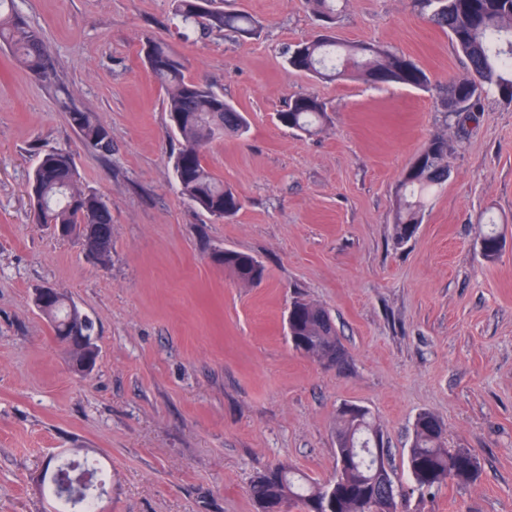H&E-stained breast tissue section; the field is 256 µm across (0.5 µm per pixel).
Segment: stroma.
<instances>
[{"mask_svg": "<svg viewBox=\"0 0 512 512\" xmlns=\"http://www.w3.org/2000/svg\"><path fill=\"white\" fill-rule=\"evenodd\" d=\"M15 4L42 32L55 79L0 49V512H48L42 465L75 448L110 475L104 512H254L257 471L284 462L333 476L345 402L375 414L400 512H512V103L488 92L481 112L447 127L436 89L468 73L448 34L413 0H345L339 37L411 56L433 83L419 90L286 69V47L319 28L304 0H224L261 20L248 39L182 32L170 0ZM149 38L248 119L204 157L243 198L231 219L179 192L166 94L141 54ZM301 92L326 105L317 135L275 120ZM70 106L110 129L111 154L81 142ZM441 131L448 180L416 236L396 244L402 173ZM54 147L112 207L108 264L34 221L29 180ZM488 218L504 244L494 262L480 248ZM218 249L253 255L262 282H238L213 261ZM43 286L92 319L89 376L34 306ZM296 299L330 312L342 367L292 348ZM422 411L445 421L449 446L477 455L474 484L417 490L405 461Z\"/></svg>", "mask_w": 512, "mask_h": 512, "instance_id": "stroma-1", "label": "stroma"}]
</instances>
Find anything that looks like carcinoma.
Instances as JSON below:
<instances>
[{"instance_id":"1","label":"carcinoma","mask_w":512,"mask_h":512,"mask_svg":"<svg viewBox=\"0 0 512 512\" xmlns=\"http://www.w3.org/2000/svg\"><path fill=\"white\" fill-rule=\"evenodd\" d=\"M175 16L189 30L228 32L250 38L261 21L243 11H226L217 0H172ZM425 20L445 31L469 63L468 76L448 81L442 106L446 124L457 123L462 114L478 111L481 97L493 90L512 103V0H416ZM14 0H0V44L31 74L50 80L54 74L48 62L43 34L13 6ZM305 7L321 21V30L286 51L288 69L315 78L336 80L352 75L373 85H400L423 89L429 86L426 72L405 55L380 45L348 43L335 30L336 0H304ZM141 53L152 76L164 89L172 128L181 139L173 157L174 177L181 194L191 204L217 220L234 217L242 208V198L224 186L206 166L209 146L226 134L241 136L248 124L245 116L224 100L206 80L187 75L186 58L176 49L151 39ZM69 121L83 141L97 152L112 153L109 129L78 108L68 110ZM281 126L295 132L313 134L327 123L322 101L310 93L294 95L277 113ZM448 136L432 135L404 170L401 193L396 202L394 234L398 243L412 239L420 216L436 188L448 179ZM31 197L38 224L50 225L62 239L76 237L86 253L100 264L112 255V208L94 193L86 191L71 152L53 148L43 153L32 177ZM482 256L495 260L501 252L500 237L489 233L482 238ZM216 263L237 280L255 284L264 277V268L252 255L233 250H217ZM49 319L54 335L68 336L80 324L93 337V324L66 293L52 287L44 302H35ZM288 336L307 343L293 348L320 361L336 360L343 365L345 351L329 312L312 302L296 299L288 309ZM98 346L75 344L68 351L70 361L79 366L86 359L97 360ZM354 417L344 407L336 413V472L323 483L298 474L285 464H275L258 472L249 487L256 512H276L278 506L298 512H326L323 502L332 491L333 512H398L391 474L384 460V446L374 456L375 439L382 438L373 412L363 406ZM406 464L421 492L448 483L468 485L479 476L480 465L467 448L448 447L446 424L430 412H421L413 424V439ZM41 485L54 501L63 500L62 472L57 460L43 464Z\"/></svg>"}]
</instances>
